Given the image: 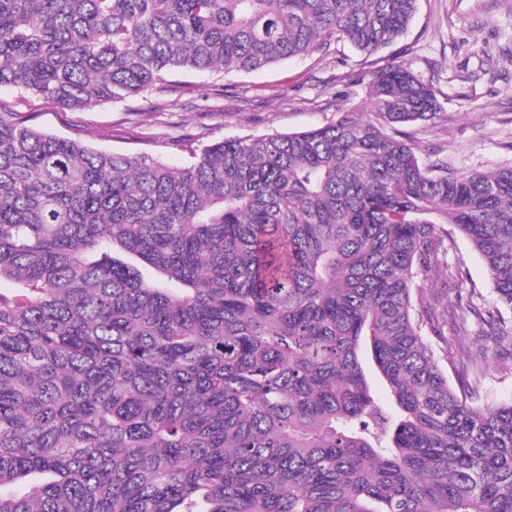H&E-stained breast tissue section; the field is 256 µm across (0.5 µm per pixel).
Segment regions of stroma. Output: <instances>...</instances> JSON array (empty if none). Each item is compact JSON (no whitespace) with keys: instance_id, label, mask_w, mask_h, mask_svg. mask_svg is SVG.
I'll return each mask as SVG.
<instances>
[{"instance_id":"35a3bbf8","label":"stroma","mask_w":512,"mask_h":512,"mask_svg":"<svg viewBox=\"0 0 512 512\" xmlns=\"http://www.w3.org/2000/svg\"><path fill=\"white\" fill-rule=\"evenodd\" d=\"M396 62L431 83L440 109L429 122L407 126L420 159L440 155L456 171L512 164V0H419L407 33L367 56L349 44L294 58L253 73L195 72L171 78L168 89L116 105L64 110L32 93L0 88V112H28L40 130L112 152H146L172 167L190 149L225 138L304 131L365 105L372 73ZM448 261L492 303L488 270L467 240L456 237ZM450 382L461 364L458 345L486 352L495 368L482 376L478 404L512 399V339L479 335L468 326L431 339Z\"/></svg>"}]
</instances>
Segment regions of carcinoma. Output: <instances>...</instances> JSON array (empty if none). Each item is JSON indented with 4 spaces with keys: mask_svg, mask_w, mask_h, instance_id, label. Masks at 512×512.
I'll return each instance as SVG.
<instances>
[{
    "mask_svg": "<svg viewBox=\"0 0 512 512\" xmlns=\"http://www.w3.org/2000/svg\"><path fill=\"white\" fill-rule=\"evenodd\" d=\"M418 0H0V87L86 109L183 70L372 55ZM402 64L369 104L214 142L172 168L0 112V512H512V400L472 403L416 299L505 334L440 255L512 309V166L426 163ZM385 385L389 401L374 394ZM448 263L463 267L467 273L469 287L475 288L477 301L484 299L487 304L493 302L494 294L488 270L467 240L459 234L455 236L454 244L448 242ZM417 283L418 285H422L425 288V298H427V300L435 305V307H437L440 311L444 310V308L448 305V321L450 322L449 313L456 305V297L453 290L448 289L447 294L446 288L451 287L446 285L444 276L435 277L432 283L430 281L423 283L419 278ZM436 298L439 300V302L434 300Z\"/></svg>",
    "mask_w": 512,
    "mask_h": 512,
    "instance_id": "1",
    "label": "carcinoma"
}]
</instances>
